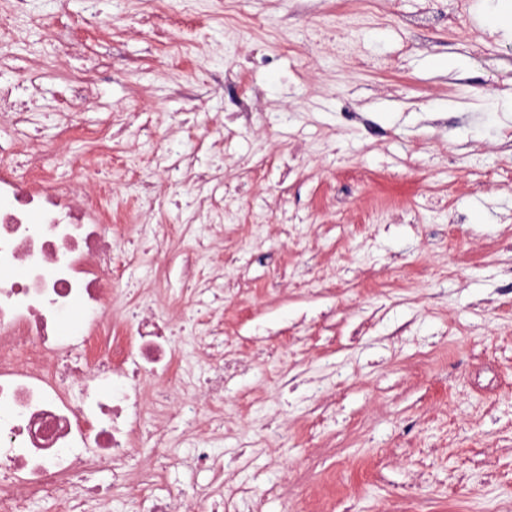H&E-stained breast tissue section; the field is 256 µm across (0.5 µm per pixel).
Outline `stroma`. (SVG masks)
Returning <instances> with one entry per match:
<instances>
[{
    "instance_id": "obj_1",
    "label": "stroma",
    "mask_w": 512,
    "mask_h": 512,
    "mask_svg": "<svg viewBox=\"0 0 512 512\" xmlns=\"http://www.w3.org/2000/svg\"><path fill=\"white\" fill-rule=\"evenodd\" d=\"M313 3L317 15L346 14L345 55L309 53L312 25L289 23L278 0H197L186 17L158 5L165 45L139 35L141 0H70L72 15L102 25L66 50L44 29L56 0H29L22 37L0 51V81L23 82L45 59L35 119L54 149L69 70L82 53L111 56L85 123L136 112L143 131L116 134L108 154L78 138L68 154L111 156L116 197L104 209L135 216L139 182L159 181L172 232L216 239L202 272L244 297L210 313L225 340L249 352L255 324L279 330V358L224 400L245 426L224 442V469L264 492L261 512H287L305 490L321 512H415L420 500L430 512H512V181L495 176L512 169V0H468L461 15L456 0H380L375 15L364 0ZM228 7L264 25L271 65L247 63L253 44L227 35ZM229 69L266 110L217 134L231 103L210 82ZM183 87L201 93L203 112L188 111ZM163 134L210 173L205 188L156 169ZM333 196L344 210L324 209ZM228 251L240 255L229 268ZM257 253L285 268L286 288H268ZM297 373L321 379L329 404L289 387Z\"/></svg>"
}]
</instances>
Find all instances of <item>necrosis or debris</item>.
I'll return each mask as SVG.
<instances>
[{"instance_id": "1", "label": "necrosis or debris", "mask_w": 512, "mask_h": 512, "mask_svg": "<svg viewBox=\"0 0 512 512\" xmlns=\"http://www.w3.org/2000/svg\"><path fill=\"white\" fill-rule=\"evenodd\" d=\"M94 75L90 67L72 76L61 136L92 103ZM18 89L0 82V512H29L35 499L56 512H110L106 494L86 484L92 470L142 496L147 512H205L211 484L174 492L161 481L182 464L168 431L182 424L191 466L222 478L217 441L238 425L214 407L254 359L280 349L225 348L218 328L195 355L176 348L175 321L211 290L198 274L206 245L189 232L172 239L155 223L162 192L143 185L142 229L158 252L183 255L182 286L172 292L162 274L144 293L128 292L121 264L131 239L96 203L111 182L57 181L60 156L37 144Z\"/></svg>"}]
</instances>
